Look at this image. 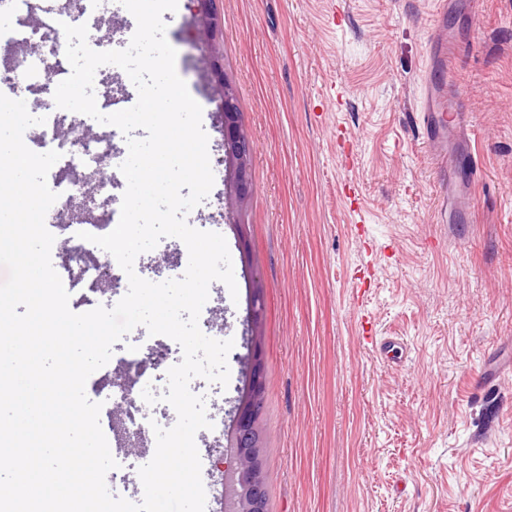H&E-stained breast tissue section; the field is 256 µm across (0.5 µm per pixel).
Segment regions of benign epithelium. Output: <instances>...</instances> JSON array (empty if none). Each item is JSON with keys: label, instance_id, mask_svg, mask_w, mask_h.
<instances>
[{"label": "benign epithelium", "instance_id": "7a95c632", "mask_svg": "<svg viewBox=\"0 0 512 512\" xmlns=\"http://www.w3.org/2000/svg\"><path fill=\"white\" fill-rule=\"evenodd\" d=\"M200 6L197 14V35L212 39L216 23L208 9L210 0H195ZM215 94L221 113V162L225 165L224 206L229 213L238 212L252 192L251 168L254 152L252 137L242 125L232 80L224 72L218 57L210 60ZM98 184L83 180L82 200L69 214L87 211L96 205ZM264 367L259 356L257 337L251 339L250 373L247 390L235 399L232 407L234 430L225 438L224 447L232 449L230 462L234 473L233 495L229 512H266L267 477L262 467L259 448L258 421L263 409Z\"/></svg>", "mask_w": 512, "mask_h": 512}]
</instances>
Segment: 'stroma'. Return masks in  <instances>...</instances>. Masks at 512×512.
<instances>
[{
    "mask_svg": "<svg viewBox=\"0 0 512 512\" xmlns=\"http://www.w3.org/2000/svg\"><path fill=\"white\" fill-rule=\"evenodd\" d=\"M219 48L254 142L240 214L219 205L225 169L210 53L194 7L163 15L175 67L202 108L214 184L192 213L222 234L237 294L211 284L234 345L225 399L246 381L253 283L264 314V469L270 512H512V0L472 15L453 0L441 42L455 100L476 122L477 175L436 167L416 123L429 0H215ZM97 52L137 27L120 0H77ZM0 28V90L55 112L56 83L8 71L30 56ZM471 182L463 222L440 192ZM401 339L382 363L360 338Z\"/></svg>",
    "mask_w": 512,
    "mask_h": 512,
    "instance_id": "35a3bbf8",
    "label": "stroma"
}]
</instances>
